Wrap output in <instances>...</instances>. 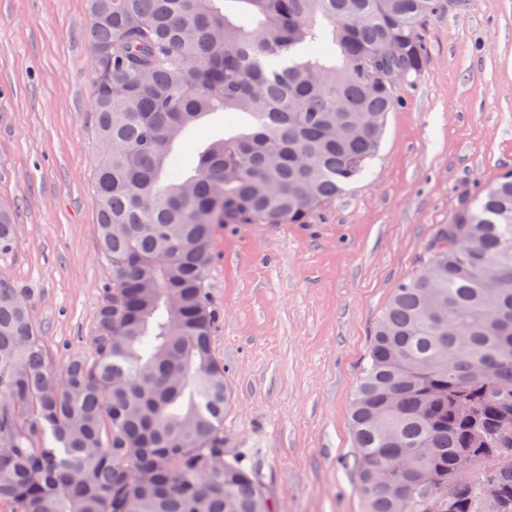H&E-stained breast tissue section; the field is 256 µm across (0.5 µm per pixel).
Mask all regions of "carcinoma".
I'll return each instance as SVG.
<instances>
[{
  "label": "carcinoma",
  "mask_w": 512,
  "mask_h": 512,
  "mask_svg": "<svg viewBox=\"0 0 512 512\" xmlns=\"http://www.w3.org/2000/svg\"><path fill=\"white\" fill-rule=\"evenodd\" d=\"M442 0H89L97 234L91 354L51 366L0 274V504L270 512L224 436L206 284L223 224H308L365 177L391 73ZM220 114L223 134L200 137ZM190 154L187 170L182 156ZM16 225L0 208V254ZM366 512H512V170L461 198L380 315L351 408ZM408 471L426 472L404 497ZM500 496L485 500L484 483Z\"/></svg>",
  "instance_id": "carcinoma-1"
}]
</instances>
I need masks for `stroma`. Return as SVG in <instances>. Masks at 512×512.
Wrapping results in <instances>:
<instances>
[{
	"label": "stroma",
	"instance_id": "stroma-1",
	"mask_svg": "<svg viewBox=\"0 0 512 512\" xmlns=\"http://www.w3.org/2000/svg\"><path fill=\"white\" fill-rule=\"evenodd\" d=\"M87 0H0V272L29 291L53 365L88 349L110 279L97 236ZM395 84L365 179L309 224H227L206 281L224 433L271 512H365L349 412L375 324L460 197L512 169V0H453ZM16 239V224H13L10 212L0 208V254L10 253L15 246Z\"/></svg>",
	"mask_w": 512,
	"mask_h": 512
}]
</instances>
